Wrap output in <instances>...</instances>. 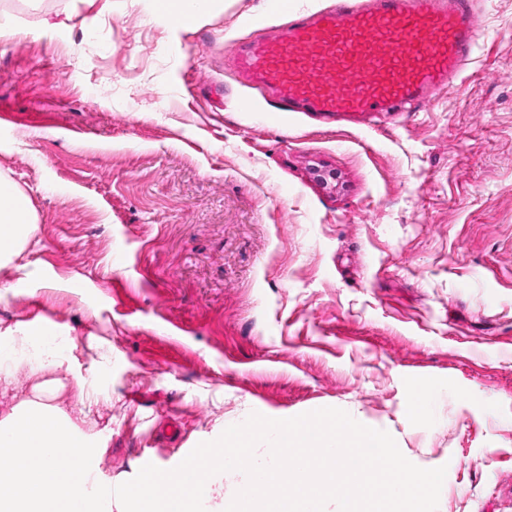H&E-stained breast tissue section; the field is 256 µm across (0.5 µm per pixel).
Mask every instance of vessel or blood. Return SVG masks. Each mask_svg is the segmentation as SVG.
<instances>
[{
  "mask_svg": "<svg viewBox=\"0 0 512 512\" xmlns=\"http://www.w3.org/2000/svg\"><path fill=\"white\" fill-rule=\"evenodd\" d=\"M477 42L473 0H336L238 46V74L282 112H420Z\"/></svg>",
  "mask_w": 512,
  "mask_h": 512,
  "instance_id": "vessel-or-blood-1",
  "label": "vessel or blood"
}]
</instances>
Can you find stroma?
Returning <instances> with one entry per match:
<instances>
[{
	"label": "stroma",
	"instance_id": "stroma-1",
	"mask_svg": "<svg viewBox=\"0 0 512 512\" xmlns=\"http://www.w3.org/2000/svg\"><path fill=\"white\" fill-rule=\"evenodd\" d=\"M150 7L0 0V174L37 220L0 331L72 345L102 474L335 407L446 466L438 512H512V0H475L461 85L355 118L275 111L235 74L231 45L287 21L268 0L177 28Z\"/></svg>",
	"mask_w": 512,
	"mask_h": 512
}]
</instances>
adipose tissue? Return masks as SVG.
Masks as SVG:
<instances>
[{
    "mask_svg": "<svg viewBox=\"0 0 512 512\" xmlns=\"http://www.w3.org/2000/svg\"><path fill=\"white\" fill-rule=\"evenodd\" d=\"M222 4V0H153V18L175 26L200 21ZM35 216L30 199L9 177L0 175V266L19 258L30 243ZM37 350L39 359L31 372L71 376L74 361L57 352L49 339H35L30 327L16 325L0 333V388H10L22 368L18 355Z\"/></svg>",
    "mask_w": 512,
    "mask_h": 512,
    "instance_id": "1",
    "label": "adipose tissue"
}]
</instances>
